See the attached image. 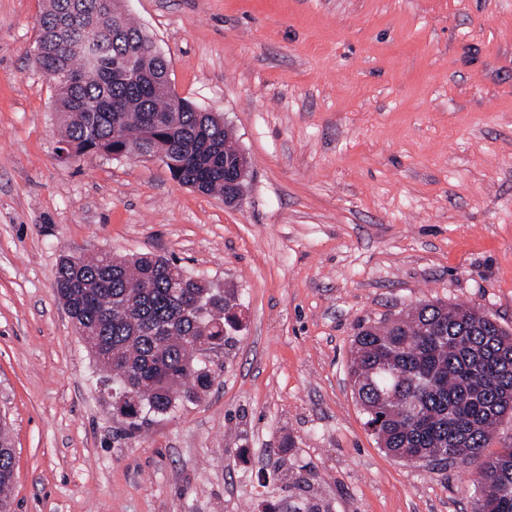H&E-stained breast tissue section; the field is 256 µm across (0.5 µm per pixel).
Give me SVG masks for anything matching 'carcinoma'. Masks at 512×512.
<instances>
[{
  "mask_svg": "<svg viewBox=\"0 0 512 512\" xmlns=\"http://www.w3.org/2000/svg\"><path fill=\"white\" fill-rule=\"evenodd\" d=\"M35 55L56 89L64 157H157L171 177L204 194H224L237 151L224 120L170 92L169 67L117 0H49ZM56 290L115 390L135 389L129 425L164 416L213 382L196 346L222 347L237 296L184 275L177 262L139 254L118 260L60 257ZM355 397L378 443L393 457L446 468L466 464L512 416V332L460 304L422 302L361 325L350 366ZM14 448L0 427V512H9ZM288 512H329L313 485ZM476 512H512V446L485 460L475 480Z\"/></svg>",
  "mask_w": 512,
  "mask_h": 512,
  "instance_id": "cac0c4a2",
  "label": "carcinoma"
}]
</instances>
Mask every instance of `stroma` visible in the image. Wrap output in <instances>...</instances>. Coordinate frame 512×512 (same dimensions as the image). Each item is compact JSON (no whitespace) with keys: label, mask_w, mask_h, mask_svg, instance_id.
I'll use <instances>...</instances> for the list:
<instances>
[{"label":"stroma","mask_w":512,"mask_h":512,"mask_svg":"<svg viewBox=\"0 0 512 512\" xmlns=\"http://www.w3.org/2000/svg\"><path fill=\"white\" fill-rule=\"evenodd\" d=\"M44 5L0 0L11 512H265L309 468L331 512H474L480 460L391 457L348 367L359 324L425 301L512 330V0H121L248 157L236 205L156 158L60 154ZM103 251L240 303L211 388L137 429L56 292L61 254Z\"/></svg>","instance_id":"35a3bbf8"}]
</instances>
